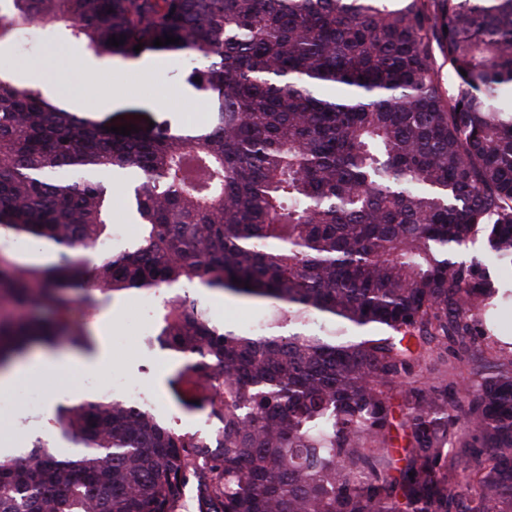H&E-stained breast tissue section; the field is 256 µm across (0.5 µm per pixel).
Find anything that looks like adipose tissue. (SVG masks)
<instances>
[{"label": "adipose tissue", "mask_w": 512, "mask_h": 512, "mask_svg": "<svg viewBox=\"0 0 512 512\" xmlns=\"http://www.w3.org/2000/svg\"><path fill=\"white\" fill-rule=\"evenodd\" d=\"M112 353L104 346L83 355L46 351L18 361L12 368L0 374V391L10 392L41 371L68 374L78 370L96 372L111 367Z\"/></svg>", "instance_id": "1"}]
</instances>
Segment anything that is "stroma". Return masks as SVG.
<instances>
[{"mask_svg":"<svg viewBox=\"0 0 512 512\" xmlns=\"http://www.w3.org/2000/svg\"><path fill=\"white\" fill-rule=\"evenodd\" d=\"M83 45L61 37L49 25H38L33 48L25 53L0 52V67L13 69L25 82L35 80L55 94L79 92L109 96L108 108L97 113V120L116 124L124 112H147L156 120L187 127L209 112L205 92L191 88L185 81L190 61L185 57L164 56L138 62L113 60L111 69L88 76L80 62ZM158 300L149 294H130L95 308L82 305L73 310L74 323L89 339V350L107 344L112 351V370L123 373L153 395L155 416L174 423L186 432H204L205 411L178 407L172 400L167 380L179 368L176 357L147 349L144 339L153 332L158 315ZM492 340H476L468 349L458 351L455 376L449 377V390H456L467 378L471 362L497 364L512 358V307L502 308L488 317ZM89 374L67 378L53 371L35 374L9 394L0 393V437L11 438V449L25 448L35 439L52 444L59 455H68L70 444L52 431V419L58 407L84 397Z\"/></svg>","mask_w":512,"mask_h":512,"instance_id":"1","label":"stroma"}]
</instances>
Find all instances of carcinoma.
I'll return each instance as SVG.
<instances>
[{
	"mask_svg": "<svg viewBox=\"0 0 512 512\" xmlns=\"http://www.w3.org/2000/svg\"><path fill=\"white\" fill-rule=\"evenodd\" d=\"M34 23L97 56L197 61L211 112L123 136L0 70V234L60 251H0V303L54 315L0 316V372L35 342L85 345L75 306L153 294L145 343L179 356L171 396L212 429L116 397L61 407L74 452L0 456V512H179L190 484L197 512H512V359L455 393L424 375L486 336L498 290L468 243L512 265V0H0V46ZM103 174L141 225L118 251L95 248ZM207 292L257 323L215 320ZM193 378L213 389L197 404ZM10 251L12 257L22 264H53L60 260L58 252L51 253L31 244H28L25 249Z\"/></svg>",
	"mask_w": 512,
	"mask_h": 512,
	"instance_id": "1",
	"label": "carcinoma"
}]
</instances>
